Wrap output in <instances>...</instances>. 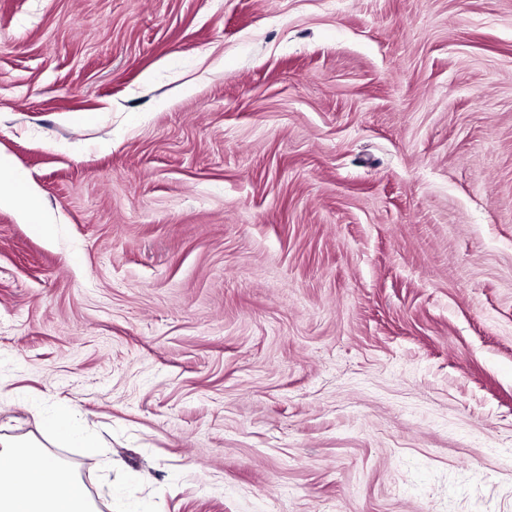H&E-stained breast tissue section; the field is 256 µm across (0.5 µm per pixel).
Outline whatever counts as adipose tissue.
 <instances>
[{
    "label": "adipose tissue",
    "mask_w": 512,
    "mask_h": 512,
    "mask_svg": "<svg viewBox=\"0 0 512 512\" xmlns=\"http://www.w3.org/2000/svg\"><path fill=\"white\" fill-rule=\"evenodd\" d=\"M19 206L36 231L49 232L50 219L38 193L0 156V207ZM43 440L91 446L92 438L76 411L58 406L43 423ZM43 441L16 440L0 435V512H96L93 501L79 488L78 478L46 453ZM56 488L46 496L45 486Z\"/></svg>",
    "instance_id": "ef3b65f1"
}]
</instances>
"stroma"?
<instances>
[{
    "mask_svg": "<svg viewBox=\"0 0 512 512\" xmlns=\"http://www.w3.org/2000/svg\"><path fill=\"white\" fill-rule=\"evenodd\" d=\"M0 434L99 512H512V0H0ZM17 205L29 224L36 231L48 233L51 230L49 216L38 193L28 180L16 172L9 158L0 156V207ZM43 436L49 441L91 447L92 438L76 411L69 405L58 406L43 423Z\"/></svg>",
    "mask_w": 512,
    "mask_h": 512,
    "instance_id": "stroma-1",
    "label": "stroma"
}]
</instances>
